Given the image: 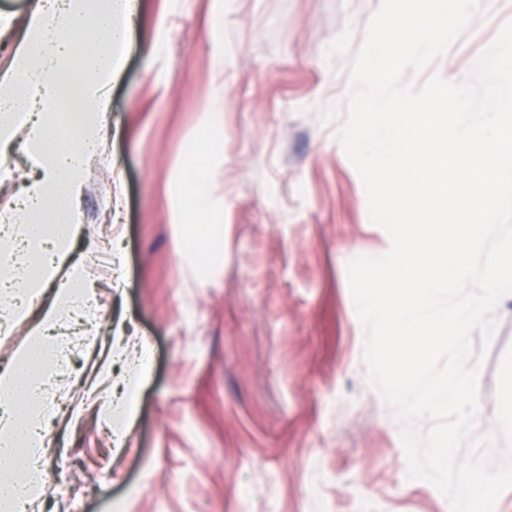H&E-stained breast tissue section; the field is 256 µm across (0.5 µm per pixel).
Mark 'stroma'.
<instances>
[{
    "instance_id": "obj_1",
    "label": "stroma",
    "mask_w": 512,
    "mask_h": 512,
    "mask_svg": "<svg viewBox=\"0 0 512 512\" xmlns=\"http://www.w3.org/2000/svg\"><path fill=\"white\" fill-rule=\"evenodd\" d=\"M141 2L108 100L106 149L87 162L89 234L74 251L87 262L118 238L125 276L118 285L109 268L97 273L96 343L74 318L59 334L77 374L125 320L149 344L151 378L122 449L94 410L75 426L58 413L46 512H451L432 484L408 477L400 426L367 380L347 276L352 259L391 247L337 138L349 63L380 0ZM509 22L512 0H494L411 84L464 80ZM216 102L224 264L184 288L176 173ZM494 321L491 342L473 332L469 358L480 366L475 432L491 437L512 295Z\"/></svg>"
}]
</instances>
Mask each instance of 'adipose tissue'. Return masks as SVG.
Wrapping results in <instances>:
<instances>
[{
	"mask_svg": "<svg viewBox=\"0 0 512 512\" xmlns=\"http://www.w3.org/2000/svg\"><path fill=\"white\" fill-rule=\"evenodd\" d=\"M137 10L138 0H36L14 44L18 90L0 100V154L22 152L33 174L22 201L0 212V284L11 288V318L30 322L31 339L0 372V512H35L43 500L54 413L45 385L65 369L50 333L71 311L97 303L95 279L69 254L84 233L86 161L105 144L111 115L103 107ZM172 220L181 226L175 248L188 288L224 260V209L202 198L192 236L182 229L190 221L184 209ZM111 336L84 387L120 448L137 418L133 388L150 378V351L141 346L130 361L124 324Z\"/></svg>",
	"mask_w": 512,
	"mask_h": 512,
	"instance_id": "obj_1",
	"label": "adipose tissue"
}]
</instances>
